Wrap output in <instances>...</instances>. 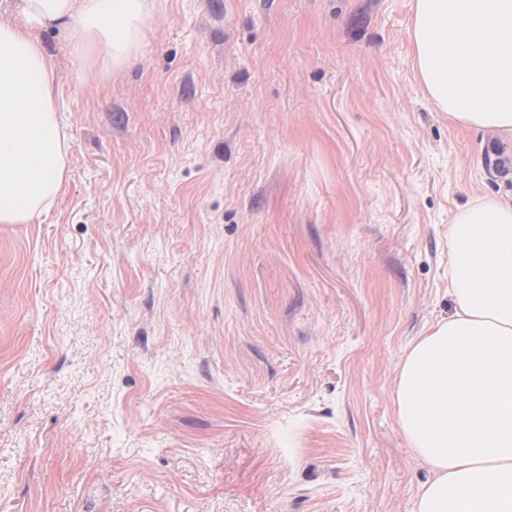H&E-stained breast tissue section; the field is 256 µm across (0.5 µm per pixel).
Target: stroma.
Segmentation results:
<instances>
[{"instance_id":"stroma-1","label":"stroma","mask_w":512,"mask_h":512,"mask_svg":"<svg viewBox=\"0 0 512 512\" xmlns=\"http://www.w3.org/2000/svg\"><path fill=\"white\" fill-rule=\"evenodd\" d=\"M138 60L42 32L67 177L0 224V512H412L400 360L512 142L419 84L414 0H152Z\"/></svg>"}]
</instances>
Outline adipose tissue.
I'll use <instances>...</instances> for the list:
<instances>
[{"label": "adipose tissue", "instance_id": "adipose-tissue-1", "mask_svg": "<svg viewBox=\"0 0 512 512\" xmlns=\"http://www.w3.org/2000/svg\"><path fill=\"white\" fill-rule=\"evenodd\" d=\"M149 0H14L0 15V224H29L64 187L59 75L39 33L64 31L83 66L140 54ZM411 37L435 107L512 141V0H416ZM455 312L405 351L392 400L432 479L413 512H512V201L473 197L448 227Z\"/></svg>", "mask_w": 512, "mask_h": 512}]
</instances>
